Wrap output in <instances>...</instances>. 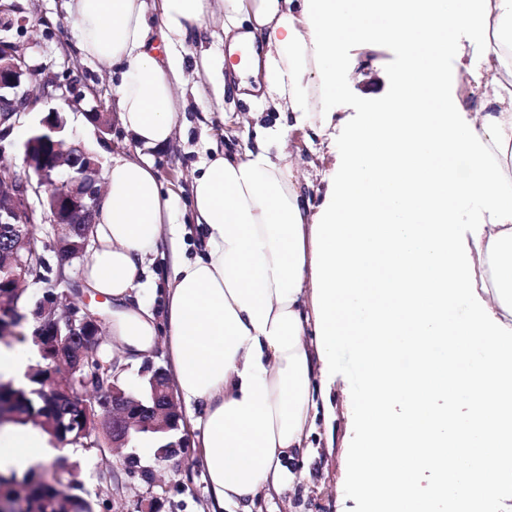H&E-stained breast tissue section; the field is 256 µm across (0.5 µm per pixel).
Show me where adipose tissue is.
I'll use <instances>...</instances> for the list:
<instances>
[{"label":"adipose tissue","mask_w":512,"mask_h":512,"mask_svg":"<svg viewBox=\"0 0 512 512\" xmlns=\"http://www.w3.org/2000/svg\"><path fill=\"white\" fill-rule=\"evenodd\" d=\"M218 14L228 52L251 54L233 75L261 78L277 117L194 173L198 252L173 262L158 315L138 291L178 226L144 152L174 139L189 75L211 78L210 56L188 71L183 51ZM70 15L80 54L118 68L138 148L105 173L81 286L111 300L125 361L168 348L216 506L298 482L286 463L308 453L315 382L344 340L374 392L354 403L362 512H486L494 491L512 512V0H70ZM463 31L465 97L443 67ZM376 41L403 51L397 92L345 130L313 201L284 132L332 127L347 49ZM31 461L53 465L45 434H0V468Z\"/></svg>","instance_id":"ef3b65f1"}]
</instances>
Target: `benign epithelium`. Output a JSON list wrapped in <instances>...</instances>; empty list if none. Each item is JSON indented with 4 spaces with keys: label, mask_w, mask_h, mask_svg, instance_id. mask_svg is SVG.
Returning <instances> with one entry per match:
<instances>
[{
    "label": "benign epithelium",
    "mask_w": 512,
    "mask_h": 512,
    "mask_svg": "<svg viewBox=\"0 0 512 512\" xmlns=\"http://www.w3.org/2000/svg\"><path fill=\"white\" fill-rule=\"evenodd\" d=\"M33 69L26 57L13 43L0 40V133L12 128V120L21 110L34 105L30 94L23 90ZM43 132L26 143L23 151L24 164L37 180V188L43 192L41 204L49 223L62 228L76 226V240L55 236L53 247L65 259H81L91 241L94 240V216L102 194L103 180L101 168L95 156L81 144L57 138L63 131L64 122L59 110L50 111L42 120ZM0 168V224H10L17 228L31 227L34 223V210L27 198V184L13 173L3 174ZM26 236L0 240V249L6 247L13 252L15 265L22 269L19 277H24L28 269L22 247ZM12 289L0 290V339L13 335L11 318L19 313ZM32 314L38 321L36 342L41 353L51 359V363L40 370L53 376L61 371L69 377V382L48 387L47 394L67 408L70 418L58 422L49 418L46 432L61 446L88 445L99 448H123L131 438L142 431L157 428L154 412L141 410L128 405L125 392L114 386L112 391L104 389L97 397L86 392L79 383L77 373L87 361L96 357L101 346L100 330L103 317L90 312L86 306L63 303L58 294L47 290L39 299ZM145 368L152 373L154 382L160 385V396L175 416L166 429H178L182 414L179 411L176 389L168 372L162 367H154L146 361ZM17 390L12 381L0 380V394L13 393L10 401L0 400V424L31 421L18 401ZM119 468L129 473H137L153 490L156 482L150 480L153 468L139 466V460L123 457Z\"/></svg>",
    "instance_id": "obj_1"
}]
</instances>
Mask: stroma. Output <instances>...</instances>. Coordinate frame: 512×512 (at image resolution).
Returning <instances> with one entry per match:
<instances>
[{
  "label": "stroma",
  "mask_w": 512,
  "mask_h": 512,
  "mask_svg": "<svg viewBox=\"0 0 512 512\" xmlns=\"http://www.w3.org/2000/svg\"><path fill=\"white\" fill-rule=\"evenodd\" d=\"M19 16L7 34L38 69L28 89L36 98L35 107L22 111L10 133L0 139V165L18 178L27 179L21 145L39 124L40 116L54 108H63L65 132L71 141L90 146L97 144L96 157L101 167H108L113 156L131 154L135 144L122 128L116 98L112 92L110 67L82 58L77 51V32L68 16L67 0H8ZM350 65L338 80L336 110L341 117L355 120L362 112L381 103L396 85L403 65L399 47L392 43L374 48H349ZM362 80H355V73ZM70 106H63V99ZM259 100H245L233 93L205 99L187 95L186 106L178 119V132L168 146L150 151L157 178L174 195L175 223L185 225L183 251L186 257L196 253L197 235L189 222L190 180L203 159L216 149H235L244 145L252 132L239 118L249 110L259 109ZM336 130L320 134L308 132L298 160L302 172L313 184H320L325 170L335 161ZM29 203L35 208L34 231L46 241L42 264L36 272L25 275L21 286L29 302L39 300L45 289L55 288L67 300L83 303L84 295L75 291L81 283L82 260H61L49 248L55 229L39 207L37 192H30ZM333 375L328 385L327 410L318 417L309 438L307 458L296 459L294 469L301 473V483L279 493L260 492L252 512H357L358 503L348 482L351 441L355 434V412L349 395L362 391L364 376L354 352L346 342H338L332 353ZM55 465L70 468L80 465L86 490L99 500L111 499L113 490H121L127 504L145 495L147 486L139 478L120 474L117 486L97 483L94 464L84 463L72 447L55 450ZM158 492L164 500V512H211L212 499L199 450L187 448L178 469L158 473Z\"/></svg>",
  "instance_id": "35a3bbf8"
}]
</instances>
